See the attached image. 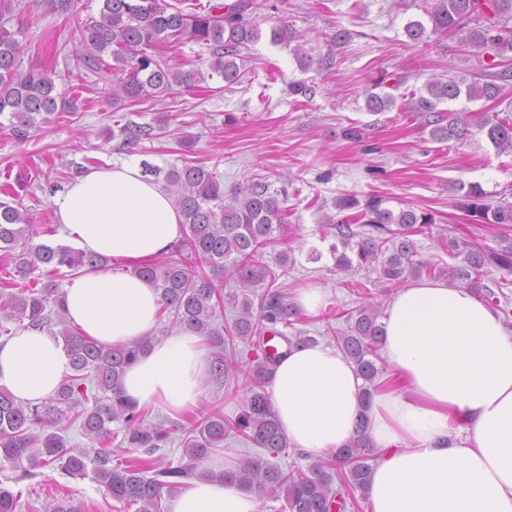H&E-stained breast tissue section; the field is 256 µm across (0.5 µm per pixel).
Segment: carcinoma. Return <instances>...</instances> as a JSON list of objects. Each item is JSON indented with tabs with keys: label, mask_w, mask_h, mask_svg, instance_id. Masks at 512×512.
I'll return each instance as SVG.
<instances>
[{
	"label": "carcinoma",
	"mask_w": 512,
	"mask_h": 512,
	"mask_svg": "<svg viewBox=\"0 0 512 512\" xmlns=\"http://www.w3.org/2000/svg\"><path fill=\"white\" fill-rule=\"evenodd\" d=\"M99 15L78 18L76 0H42L48 13L75 17L80 48L65 59L67 73L78 71L93 77L106 97L121 95L131 102L147 101L174 85L195 86L197 73L183 71L171 63L162 48L184 40L206 45L214 57L210 68L227 84L240 81L237 61L242 51L257 41L259 31L248 17L250 0H239L231 9L217 3L204 13L185 12L181 7L158 0H101ZM426 14L432 24L427 30L419 20L410 21L404 32L414 45L428 43L429 35H461L460 43L491 49L499 57L496 73L481 74L482 81L470 84L454 77L436 78L424 92L412 97L411 111L424 118L432 139L464 138L474 114L439 109L442 103L465 96L470 100L495 102L503 83L512 80V0H431ZM30 45L23 38L0 28V116L12 135L23 141L43 129L52 117L76 112V99L57 88L54 72L20 70L21 58ZM396 104L391 94L367 97L369 112H386ZM477 126L486 131L491 144L512 152V119L483 115ZM124 141L134 143L151 135L147 128L127 124L120 129ZM164 189L183 216L184 238L176 251L182 259L159 260L135 269L153 283L162 312L174 327L185 326L209 339L213 345L211 374L216 390H228L239 373L248 371L251 384L243 412L234 421L219 413L195 417L183 428V458L173 465L155 457L169 439L162 423H149L142 408L124 396L121 382L125 370L138 353L156 339L142 337L132 345H103L84 335L68 319L65 292L56 277L65 267L76 275L83 270L108 266L112 259L84 253L68 246L52 247L34 242L33 217L22 208L16 194L0 198V251L15 266L24 285L14 292L0 293V319L22 328L48 331L61 338L71 357L72 372L55 395L39 404H23L0 388V461L15 469L19 484L34 477L33 470L53 466L71 478L88 475L123 507L135 512H161L163 494L172 492L182 480L195 475L197 464L208 459L229 437H238L266 452L245 455L219 477L238 483L262 500L284 497L288 512H344L353 489H363L377 454L367 434L365 415L359 416L356 436L331 456L308 470L285 471L274 459L289 447L266 391L273 367L294 348L313 342L298 330L292 336L278 332L282 351L269 357L264 351L265 333L281 324L294 326L300 309L288 300L282 278L288 275L291 258L282 251L275 266L262 262L265 250L279 240L286 227L287 209L270 185L254 183L224 188L215 171L204 165L186 163L161 172ZM351 215L344 211L358 205ZM338 214L327 220L340 245H332L336 268L370 270L387 288H397L409 277L427 271L448 276L456 284L478 290L494 268L512 273V244L505 248L485 247L475 241L448 240V254L461 263L448 268L418 258L413 237L436 223L425 209L394 211L383 199L372 196L360 203L344 196L335 203ZM469 220L493 230L512 227V204L496 205L478 186L470 187L459 200ZM246 289L238 295H222L224 279ZM262 289L257 299L250 293ZM238 314L232 324L216 322L224 299ZM381 311L368 302L347 313V328L336 332V347L357 367L364 380L362 406H368L384 367L378 364L382 343ZM249 348V358L236 350L234 341ZM121 428L114 431L112 424ZM75 428L91 447L69 444L65 433ZM118 448H142L146 457L121 460ZM44 512H86L83 502L68 496L43 505Z\"/></svg>",
	"instance_id": "carcinoma-1"
}]
</instances>
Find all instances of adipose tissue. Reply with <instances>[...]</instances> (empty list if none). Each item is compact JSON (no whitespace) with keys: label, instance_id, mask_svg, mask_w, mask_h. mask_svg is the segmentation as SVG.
Segmentation results:
<instances>
[{"label":"adipose tissue","instance_id":"adipose-tissue-1","mask_svg":"<svg viewBox=\"0 0 512 512\" xmlns=\"http://www.w3.org/2000/svg\"><path fill=\"white\" fill-rule=\"evenodd\" d=\"M63 239L80 250L144 266L167 254L183 217L163 186L128 161L77 176L51 198ZM68 318L106 344L150 334L161 303L154 285L128 273L88 271L65 290ZM381 323L390 368L361 405L354 364L318 342L292 350L270 381L277 419L291 444L321 456L346 444L359 417L379 453L366 490L369 512H512V327L471 290L422 281L394 292ZM71 372L63 343L22 328L0 339V387L37 404ZM125 395L178 417L213 388L210 347L179 329L140 352ZM168 512H257L236 483L193 477Z\"/></svg>","mask_w":512,"mask_h":512}]
</instances>
